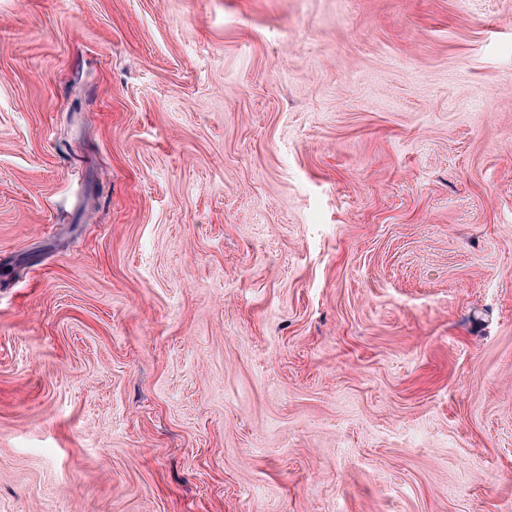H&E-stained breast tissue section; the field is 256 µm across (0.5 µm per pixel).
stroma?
Instances as JSON below:
<instances>
[{
  "mask_svg": "<svg viewBox=\"0 0 512 512\" xmlns=\"http://www.w3.org/2000/svg\"><path fill=\"white\" fill-rule=\"evenodd\" d=\"M0 512H512V0H0Z\"/></svg>",
  "mask_w": 512,
  "mask_h": 512,
  "instance_id": "35a3bbf8",
  "label": "stroma"
}]
</instances>
